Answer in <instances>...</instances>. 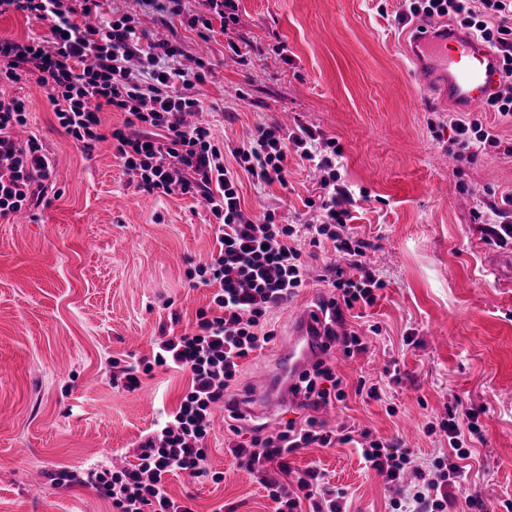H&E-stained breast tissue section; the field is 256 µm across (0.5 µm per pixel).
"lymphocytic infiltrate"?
<instances>
[{"label": "lymphocytic infiltrate", "mask_w": 512, "mask_h": 512, "mask_svg": "<svg viewBox=\"0 0 512 512\" xmlns=\"http://www.w3.org/2000/svg\"><path fill=\"white\" fill-rule=\"evenodd\" d=\"M414 16H451L473 31L501 58L505 78L487 102L488 110L512 115V0H405ZM206 11L189 18L194 29L234 32L238 22L236 0H206ZM99 0H0V16L19 14L49 27L45 36L0 38V81L17 84L35 76L65 135L92 154L98 144L112 141L125 175L150 194L189 195L202 200L216 219V255L196 266L201 284L212 287L211 306L198 309L188 330L162 334L155 339L151 357L110 359L113 382L133 390L141 375L153 367L167 366L190 372L188 391L177 407L156 420L142 436L133 463L115 468L85 471L58 470L54 486L93 488L109 500L116 512H191L165 490L168 474L183 471L191 477L219 480L206 466L205 441L213 410L224 404L230 435L227 446L239 465L251 471L276 463L281 480H264L276 512H296L309 502L312 512H342L339 501L327 498L324 476L311 469L284 483L291 474L287 461L297 449L313 444L329 445L332 433L316 417V411L343 401V380L331 365L332 347L344 356L362 352L365 345L356 332L345 327V310L355 304L372 305L380 279L364 265L367 241L349 232L355 204L342 184L336 160L342 149L335 138L299 125L291 130L271 123L258 127L249 141L229 155V168L210 128L190 125L188 114L203 111L198 92L211 73L200 57L184 58L177 42L145 44V35L132 14L113 16L95 25L90 21ZM117 112L121 123L104 127L102 111ZM30 119L28 102L20 96H0V219L43 204L54 177L51 156L35 136H24ZM448 149L472 160L487 145L498 143L496 133L480 120H455ZM321 173V192L307 199L317 213L307 224H280L276 210L253 217L243 210L239 188L242 180L254 187L286 184L289 151ZM331 245L347 258L336 268L332 282L335 297L320 300L323 314L316 346L321 356L291 391L307 418L288 420L277 434L264 427L244 430L240 402L230 395L244 359L262 350L275 338L270 327L274 309L307 287L311 277L304 247ZM441 427L448 435L447 457L417 470V481L403 496L394 498V512H446L449 487H460L462 460L470 456L461 445L463 432L477 433L475 422L460 426L448 419ZM358 446L371 469L401 485L411 460L407 448L387 449L362 434Z\"/></svg>", "instance_id": "lymphocytic-infiltrate-1"}]
</instances>
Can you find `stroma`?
I'll return each mask as SVG.
<instances>
[{
    "label": "stroma",
    "instance_id": "obj_1",
    "mask_svg": "<svg viewBox=\"0 0 512 512\" xmlns=\"http://www.w3.org/2000/svg\"><path fill=\"white\" fill-rule=\"evenodd\" d=\"M237 5V55L221 32L204 40L177 20L158 27L141 0H103L98 18L135 14L150 40L205 54L212 73L199 92L210 108L193 121L227 144L264 123L336 139L341 180L358 198L351 226L370 241L366 266L384 286L373 305L346 311V328L365 336L367 349L350 358L332 349L347 397L317 417L411 449L428 466L448 449L441 422L473 415L480 433L464 437L471 458L462 486L482 512H512V277L490 269L512 256V239L498 237L512 225V118L476 110L501 145L472 162L452 160L455 112L416 85L401 43L403 0ZM21 93L28 133L52 154L56 194L36 214L0 223V512H113L93 489L54 487L51 475L132 458L188 389V373L157 367L126 391L105 360L150 355L163 330L188 328L208 305L211 287L190 274L216 250L213 217L192 197L137 188L110 143L85 156L34 82ZM287 178L262 190L243 181L244 211L271 205L284 221L310 220L305 201L318 180L294 154ZM339 262L331 248L317 249L310 283L276 309V337L244 361L238 393L257 369L279 366L294 312L329 296L324 277ZM362 381L378 385L379 398L356 394ZM225 416L215 410L206 441L221 481L179 471L168 494L193 512H275L259 474L225 448ZM289 461L324 474L344 492L347 512H390V482L354 444L301 448Z\"/></svg>",
    "mask_w": 512,
    "mask_h": 512
}]
</instances>
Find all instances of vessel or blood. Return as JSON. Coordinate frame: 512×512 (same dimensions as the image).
I'll return each mask as SVG.
<instances>
[{
    "mask_svg": "<svg viewBox=\"0 0 512 512\" xmlns=\"http://www.w3.org/2000/svg\"><path fill=\"white\" fill-rule=\"evenodd\" d=\"M411 43L406 52L413 65V76L422 93L459 112H469L484 104L499 84L501 61L477 36L444 21L410 26ZM296 328L288 340L286 362L282 367L289 378H297L314 361L306 340L312 322L310 311L295 315ZM270 372L259 370L253 379L252 402L261 413L273 415L281 404L291 402L289 388L268 395Z\"/></svg>",
    "mask_w": 512,
    "mask_h": 512,
    "instance_id": "vessel-or-blood-1",
    "label": "vessel or blood"
}]
</instances>
